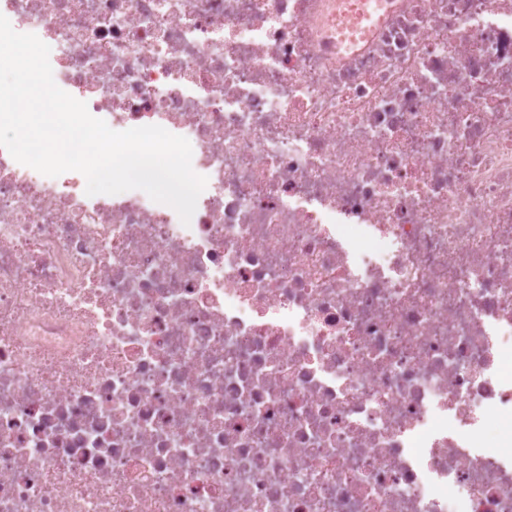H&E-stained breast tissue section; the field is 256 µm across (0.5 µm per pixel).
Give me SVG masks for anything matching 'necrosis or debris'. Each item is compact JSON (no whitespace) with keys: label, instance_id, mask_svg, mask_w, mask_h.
Returning a JSON list of instances; mask_svg holds the SVG:
<instances>
[{"label":"necrosis or debris","instance_id":"necrosis-or-debris-1","mask_svg":"<svg viewBox=\"0 0 512 512\" xmlns=\"http://www.w3.org/2000/svg\"><path fill=\"white\" fill-rule=\"evenodd\" d=\"M354 2L0 0L207 179L0 148V512H512V0Z\"/></svg>","mask_w":512,"mask_h":512}]
</instances>
